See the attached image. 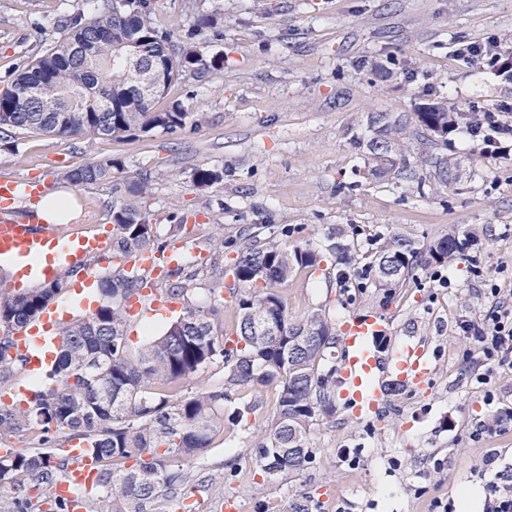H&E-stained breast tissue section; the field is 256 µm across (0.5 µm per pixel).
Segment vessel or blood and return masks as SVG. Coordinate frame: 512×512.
<instances>
[{
    "label": "vessel or blood",
    "instance_id": "b4317fda",
    "mask_svg": "<svg viewBox=\"0 0 512 512\" xmlns=\"http://www.w3.org/2000/svg\"><path fill=\"white\" fill-rule=\"evenodd\" d=\"M49 189L48 183L39 180L16 181L0 179V260L23 261L24 266L13 273L9 287L18 288L22 283H36L56 279L60 272L76 274L80 284L89 285L94 279L87 271L85 260L95 255L111 260L112 243L106 234L91 236L66 235L56 224L40 223L35 212L19 214L15 204L19 198L34 200ZM131 267L150 272L152 277H163L169 264L159 254L139 252L132 256ZM165 297L142 291L130 301L129 312L146 316L168 307ZM60 308L45 309L41 318L30 324L27 330L14 334L16 351L25 360V374L32 380L31 387L23 391L27 399H35L38 390L34 383L49 366L53 351L60 344L53 327L59 319ZM380 317L357 314L342 325L344 357L339 367L341 397L359 417L376 414L383 406L386 395L376 373V364L364 346L367 338L374 336L380 326ZM433 356L428 348L401 345L395 352L389 367L397 380L407 388L416 390L429 381ZM71 464L65 478L51 490L52 495L67 501L70 512H87L84 490L90 489L98 473L95 458L84 449H70Z\"/></svg>",
    "mask_w": 512,
    "mask_h": 512
}]
</instances>
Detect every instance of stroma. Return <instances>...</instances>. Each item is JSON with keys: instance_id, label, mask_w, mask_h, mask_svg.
<instances>
[{"instance_id": "obj_1", "label": "stroma", "mask_w": 512, "mask_h": 512, "mask_svg": "<svg viewBox=\"0 0 512 512\" xmlns=\"http://www.w3.org/2000/svg\"><path fill=\"white\" fill-rule=\"evenodd\" d=\"M112 0H0V91L14 74L60 37L78 14L92 17ZM155 25L222 54L219 70H189L157 100L181 102L189 119L172 132L119 138L60 137L13 132L0 139V179L44 178L69 191L80 215L67 231L111 225L112 211L133 202L158 229L160 254L190 261L187 298L220 301L223 333L236 340L231 264L240 242L275 239L324 247L341 233L347 265L297 269L278 286L295 319L327 306L334 322L358 312L385 321L386 362L406 340L435 356L427 390L389 396L383 414L362 420L344 405L319 416L304 470L268 479L252 448L278 409V389L242 386L236 404L251 405L242 426L225 424L211 450L188 463L187 493L195 512H288L300 495L313 512H434L460 488L485 512L487 482L512 488V370L471 352L462 322L484 317L495 301L512 303V154L491 156L453 136L448 156L459 183L365 177L361 149L371 112L412 114L423 89L457 109L512 103V81L457 59L455 40L512 38V0H157ZM214 15L215 28L194 31L195 14ZM117 160L112 178L69 186L63 172ZM201 167L223 170L220 183L198 187ZM149 189L136 194L141 177ZM475 231L465 255L442 268L416 269L384 297L368 273L379 239L410 237L423 247L450 230ZM500 288L498 298L487 282Z\"/></svg>"}]
</instances>
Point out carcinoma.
<instances>
[{"instance_id":"1","label":"carcinoma","mask_w":512,"mask_h":512,"mask_svg":"<svg viewBox=\"0 0 512 512\" xmlns=\"http://www.w3.org/2000/svg\"><path fill=\"white\" fill-rule=\"evenodd\" d=\"M155 8L152 0H113L92 18H74L0 95V128L92 139L183 127L188 112L181 103L156 112L154 102L184 72L222 68L224 56L206 60L194 46L177 43L173 34L154 25ZM73 42L87 44L89 55L68 57ZM128 57L142 61L138 83L126 76ZM423 99L413 122L390 112L367 115V123L374 124L373 139L365 143L367 177L413 174L411 140L425 132L446 146L449 133L486 126L483 112L450 109L430 93ZM421 163L429 168V177L456 183L448 156L426 153ZM114 169L121 170V162L111 159L65 172L62 179L77 186L108 179ZM195 180L200 187L210 186L222 180V172L202 167ZM112 220L113 253L128 256L153 245L156 227L135 204L120 206ZM472 242L473 236L453 231L418 249L410 239L393 236L380 245L370 270L391 295L406 285L415 266L451 263ZM328 255L338 264L350 263L348 245L336 236L323 251L276 241L240 245L231 266L234 279L245 288L238 299L235 343L219 329V307L191 302L133 353L127 342L126 302L139 292L144 275L123 272L103 278L96 310L62 333L48 373L54 385L26 408L0 405V439L31 433L49 446L60 434L76 437L99 465L89 512H154L156 502L185 496L190 476L182 461L205 454L224 422L238 425L252 410L243 404L224 411L231 393L244 385L274 382L279 386L278 410L254 442V459L269 479L303 470L314 461L309 437L316 417L335 409L336 323L323 307L300 321L290 318L285 300L270 286L288 282L298 268L318 266ZM183 271L177 267L168 272V295L188 294L179 280ZM260 281L265 287L258 286ZM62 288L58 280L21 293L0 285L1 381L23 368V360L10 355L7 331L38 319ZM247 312L269 320L272 330L255 334ZM213 364L224 365L220 385L170 404L172 388ZM68 465L69 458L56 461L47 452L0 455V485L9 483L16 492L0 497V512H39ZM24 489L37 495L20 494Z\"/></svg>"}]
</instances>
